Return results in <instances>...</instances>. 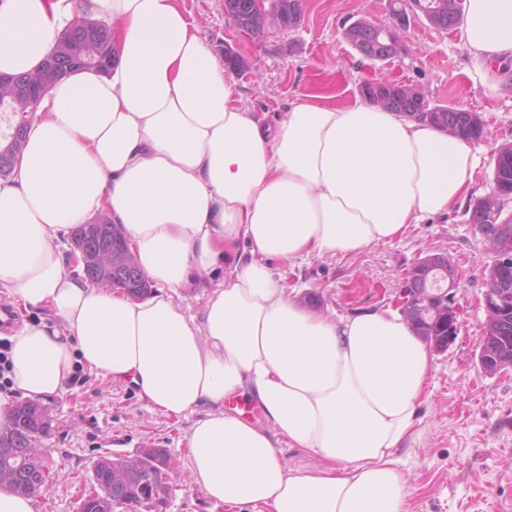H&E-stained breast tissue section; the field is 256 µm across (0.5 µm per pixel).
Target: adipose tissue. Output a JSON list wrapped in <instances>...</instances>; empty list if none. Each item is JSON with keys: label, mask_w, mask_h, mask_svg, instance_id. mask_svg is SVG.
I'll return each mask as SVG.
<instances>
[{"label": "adipose tissue", "mask_w": 512, "mask_h": 512, "mask_svg": "<svg viewBox=\"0 0 512 512\" xmlns=\"http://www.w3.org/2000/svg\"><path fill=\"white\" fill-rule=\"evenodd\" d=\"M112 24L108 70L59 78L0 177V288L48 318L12 325V398L48 401L76 367L192 417L194 483L242 512H411L396 452L432 369L403 316L306 308L267 265L351 254L448 215L470 141L366 100L291 105L277 125L237 103L182 0H0V73L36 71L84 18ZM469 77L512 60V0H465ZM105 217L156 284L146 300L68 275L56 245ZM220 276L200 317L175 296ZM260 409L252 422L233 408ZM319 458L286 468L281 445Z\"/></svg>", "instance_id": "obj_1"}]
</instances>
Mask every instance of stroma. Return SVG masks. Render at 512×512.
Returning a JSON list of instances; mask_svg holds the SVG:
<instances>
[{
    "instance_id": "1",
    "label": "stroma",
    "mask_w": 512,
    "mask_h": 512,
    "mask_svg": "<svg viewBox=\"0 0 512 512\" xmlns=\"http://www.w3.org/2000/svg\"><path fill=\"white\" fill-rule=\"evenodd\" d=\"M386 4L304 0L303 19L295 30L269 28L256 37L229 21L224 0H183L216 57L239 60V69L231 74L238 100L265 124H275L292 102L308 95L322 96L329 106L351 105L360 100L361 85L376 79L414 87L433 106L479 113L485 136L477 145L472 192L485 196L492 185L495 149L512 143V83L502 84L493 95L473 86L461 30H438L422 18L405 31L402 57L364 59L344 39L343 30L362 18L386 21ZM433 250L447 252L460 273L459 332L447 352L435 355L418 409L419 434L396 457L411 478L413 512H512V369L491 377L478 363L486 319L482 271L491 251L466 209L409 225L388 245L354 255L313 256L295 265L275 262L271 268L303 304H320L339 316L369 310L395 313L404 272ZM45 407L53 428L40 445L48 450L53 482L35 499V512H76L99 454L131 456L141 448L167 449L173 460L164 512H238L210 502L194 484L186 441L189 420L163 416L132 385L80 367L67 391Z\"/></svg>"
}]
</instances>
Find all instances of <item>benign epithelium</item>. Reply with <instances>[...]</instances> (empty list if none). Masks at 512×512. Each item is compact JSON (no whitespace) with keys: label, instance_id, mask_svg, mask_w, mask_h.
I'll use <instances>...</instances> for the list:
<instances>
[{"label":"benign epithelium","instance_id":"benign-epithelium-1","mask_svg":"<svg viewBox=\"0 0 512 512\" xmlns=\"http://www.w3.org/2000/svg\"><path fill=\"white\" fill-rule=\"evenodd\" d=\"M460 13V0H404L400 8L389 12L391 22L369 29L366 36L350 39L352 47L361 55L373 58H397L406 51L402 33L407 29L406 18L418 14L437 29L444 30ZM261 19L267 27L291 30L297 27L301 16L285 9L281 0H257L250 23ZM403 84L379 80L372 82V95L406 112L413 109L415 96L402 93ZM491 225L483 228L496 244L491 249L490 266L502 273L512 268V217L497 212H485ZM104 227L103 222L84 224L71 235L72 259L83 268L102 272L112 271V251L97 250L90 245L95 233ZM457 272L445 252L432 251L418 258L407 270L398 289V303L403 316L412 323L430 326L445 322L448 335L429 337V346L435 352L447 351L455 342L458 329V308L455 287ZM512 290L501 288L484 293L483 307L495 315L496 335L482 336L478 343V361L482 371L494 376L512 367L507 363V352L502 344L508 337L509 304ZM28 415L42 428L38 436L50 430L51 420L44 408L23 403ZM46 456L37 448H0V481L17 485L20 490L36 496L47 489L35 473L45 471ZM120 463L111 453L97 457L92 467L90 495L97 502L98 512H115L121 507L126 483L137 468L119 474Z\"/></svg>","mask_w":512,"mask_h":512}]
</instances>
